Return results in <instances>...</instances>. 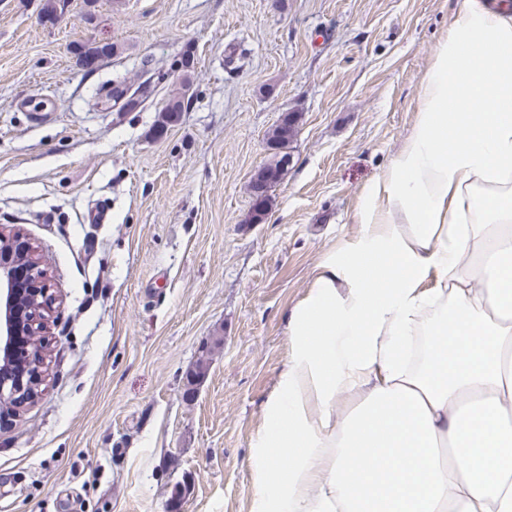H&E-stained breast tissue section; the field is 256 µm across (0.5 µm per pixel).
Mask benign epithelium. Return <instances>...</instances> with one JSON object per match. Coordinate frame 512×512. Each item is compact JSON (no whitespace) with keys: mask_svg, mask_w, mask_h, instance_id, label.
<instances>
[{"mask_svg":"<svg viewBox=\"0 0 512 512\" xmlns=\"http://www.w3.org/2000/svg\"><path fill=\"white\" fill-rule=\"evenodd\" d=\"M37 251L18 232L0 230V403L20 406L40 380L45 334L55 306Z\"/></svg>","mask_w":512,"mask_h":512,"instance_id":"1","label":"benign epithelium"}]
</instances>
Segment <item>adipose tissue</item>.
Returning <instances> with one entry per match:
<instances>
[{
	"label": "adipose tissue",
	"mask_w": 512,
	"mask_h": 512,
	"mask_svg": "<svg viewBox=\"0 0 512 512\" xmlns=\"http://www.w3.org/2000/svg\"><path fill=\"white\" fill-rule=\"evenodd\" d=\"M288 323L254 512H512V11L462 0Z\"/></svg>",
	"instance_id": "adipose-tissue-1"
}]
</instances>
